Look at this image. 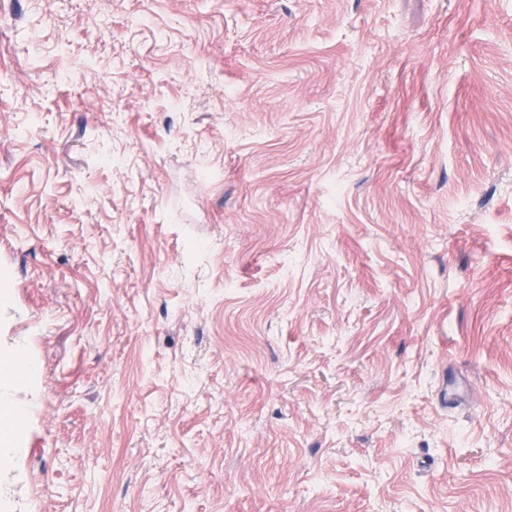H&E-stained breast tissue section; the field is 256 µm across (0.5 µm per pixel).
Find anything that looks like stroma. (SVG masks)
Returning <instances> with one entry per match:
<instances>
[{"mask_svg": "<svg viewBox=\"0 0 512 512\" xmlns=\"http://www.w3.org/2000/svg\"><path fill=\"white\" fill-rule=\"evenodd\" d=\"M0 12V512H512V0ZM36 368L18 347L9 359L0 363V409L4 414H18L15 396L29 383ZM14 438L12 436L6 437L2 440L1 437V448H0V500L1 503L3 501H7L10 499L13 491L12 484L9 481V470H10V460H11V452L12 443Z\"/></svg>", "mask_w": 512, "mask_h": 512, "instance_id": "stroma-1", "label": "stroma"}]
</instances>
